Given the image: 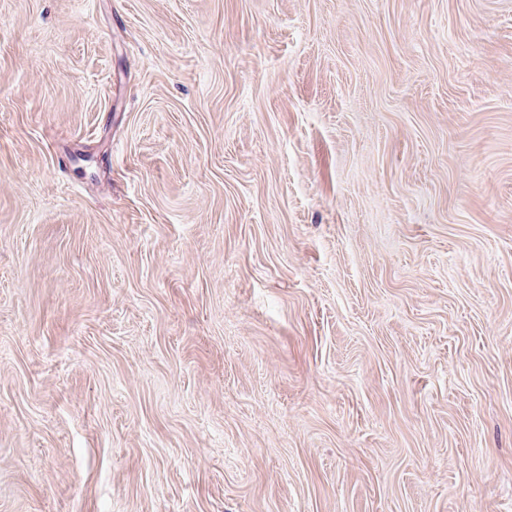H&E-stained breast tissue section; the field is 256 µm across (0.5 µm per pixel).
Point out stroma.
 <instances>
[{
	"instance_id": "1",
	"label": "stroma",
	"mask_w": 512,
	"mask_h": 512,
	"mask_svg": "<svg viewBox=\"0 0 512 512\" xmlns=\"http://www.w3.org/2000/svg\"><path fill=\"white\" fill-rule=\"evenodd\" d=\"M0 512H512V0H0Z\"/></svg>"
}]
</instances>
